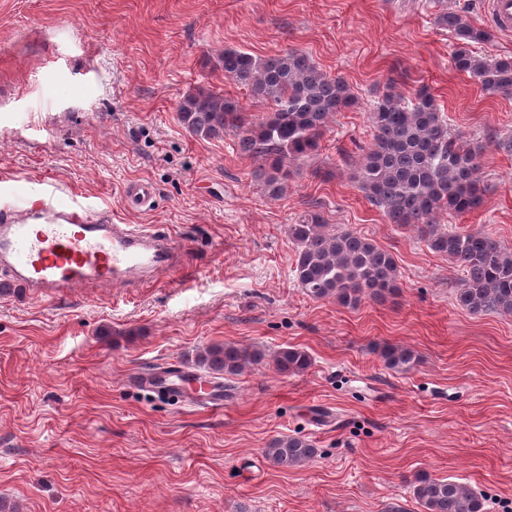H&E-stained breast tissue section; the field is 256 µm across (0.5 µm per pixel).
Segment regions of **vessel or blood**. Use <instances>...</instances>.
<instances>
[{
  "mask_svg": "<svg viewBox=\"0 0 512 512\" xmlns=\"http://www.w3.org/2000/svg\"><path fill=\"white\" fill-rule=\"evenodd\" d=\"M488 22L496 32H512V0H488ZM123 196L134 208H150L154 186L145 180L127 185ZM184 249L169 235L149 227L111 224L89 218L78 206L39 191L31 207L0 211V266L13 284L35 297L63 298L76 286L144 283L182 266ZM138 384L155 395L187 401L183 379L163 377L160 368L141 372Z\"/></svg>",
  "mask_w": 512,
  "mask_h": 512,
  "instance_id": "vessel-or-blood-1",
  "label": "vessel or blood"
}]
</instances>
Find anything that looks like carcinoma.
Segmentation results:
<instances>
[{
  "label": "carcinoma",
  "instance_id": "carcinoma-1",
  "mask_svg": "<svg viewBox=\"0 0 512 512\" xmlns=\"http://www.w3.org/2000/svg\"><path fill=\"white\" fill-rule=\"evenodd\" d=\"M433 4L435 25L456 41L454 69L474 78L488 95H511L512 58L474 52L472 45L487 41L489 32L448 8V0ZM220 63L225 78L269 102L271 111L251 118L224 95L200 90L184 97L179 119L199 138L236 135L241 153L260 161L255 177L275 200L286 189L288 164L318 152L335 114L353 106L355 97L344 78L321 71L301 50L259 58L226 49ZM371 122L372 142L355 167L353 182L389 223L414 228L430 250L458 268L455 300L460 307L512 316V247L485 232L459 231L438 220L442 212L464 215L482 205L480 147L449 132L425 86L408 101L387 89L373 107ZM289 237L295 247L294 279L310 298L356 306L365 297L383 301L396 293L395 259L371 239L326 223L316 211L290 225ZM381 357L387 367L398 369L412 362L413 352L391 346ZM263 358L259 349L228 343L209 347L203 365L213 375L236 376ZM274 365L280 374H296L311 365V358L287 346ZM265 454L288 469L311 460L315 448L300 436H282L271 441ZM414 497L421 512H483L482 499L468 485L446 478L415 477Z\"/></svg>",
  "mask_w": 512,
  "mask_h": 512
}]
</instances>
